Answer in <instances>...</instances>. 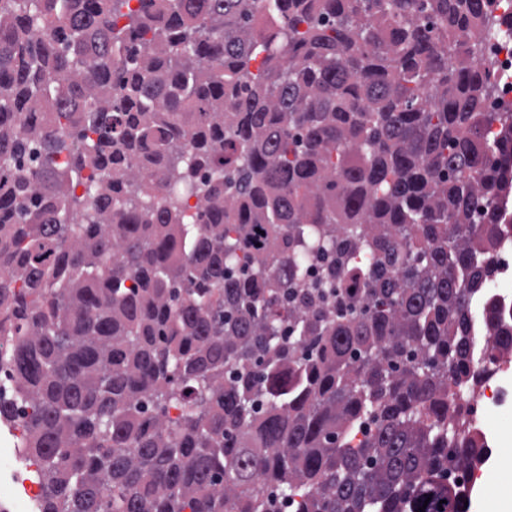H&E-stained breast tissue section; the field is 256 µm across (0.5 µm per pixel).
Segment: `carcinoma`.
Returning a JSON list of instances; mask_svg holds the SVG:
<instances>
[{
    "mask_svg": "<svg viewBox=\"0 0 512 512\" xmlns=\"http://www.w3.org/2000/svg\"><path fill=\"white\" fill-rule=\"evenodd\" d=\"M130 2L0 0V422L38 512H467L512 0Z\"/></svg>",
    "mask_w": 512,
    "mask_h": 512,
    "instance_id": "1",
    "label": "carcinoma"
}]
</instances>
